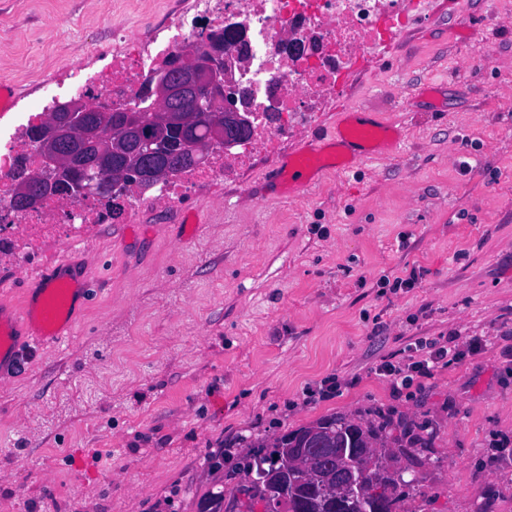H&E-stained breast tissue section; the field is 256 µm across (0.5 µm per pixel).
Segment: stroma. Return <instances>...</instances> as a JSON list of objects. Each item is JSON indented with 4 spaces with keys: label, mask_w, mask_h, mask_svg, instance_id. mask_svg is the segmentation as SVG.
<instances>
[{
    "label": "stroma",
    "mask_w": 512,
    "mask_h": 512,
    "mask_svg": "<svg viewBox=\"0 0 512 512\" xmlns=\"http://www.w3.org/2000/svg\"><path fill=\"white\" fill-rule=\"evenodd\" d=\"M190 5L0 0V85L19 96L0 128L38 111L54 69L111 54L113 29ZM346 111L395 133L308 192L270 182L287 154L258 156L133 224L118 198L70 246L94 271L73 335L0 371V512H219L258 440L332 414L393 424L406 512H512V0H428L304 139ZM451 338L462 359L431 377L378 371Z\"/></svg>",
    "instance_id": "1"
}]
</instances>
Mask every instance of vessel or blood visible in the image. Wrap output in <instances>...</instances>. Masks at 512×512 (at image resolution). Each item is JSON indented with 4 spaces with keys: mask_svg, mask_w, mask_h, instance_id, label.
<instances>
[{
    "mask_svg": "<svg viewBox=\"0 0 512 512\" xmlns=\"http://www.w3.org/2000/svg\"><path fill=\"white\" fill-rule=\"evenodd\" d=\"M385 129V123L377 119L351 114L343 127L337 128L333 143L346 159H367L377 153L379 134ZM321 155L318 140L300 146L288 169L290 190L310 187L316 170L314 160ZM61 265V271L41 273L37 287L25 289L21 303L0 301V367L26 365L43 346L71 336L90 276L88 268L74 258H64Z\"/></svg>",
    "mask_w": 512,
    "mask_h": 512,
    "instance_id": "obj_1",
    "label": "vessel or blood"
}]
</instances>
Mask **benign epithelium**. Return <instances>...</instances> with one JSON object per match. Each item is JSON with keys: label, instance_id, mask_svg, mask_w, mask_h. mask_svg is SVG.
<instances>
[{"label": "benign epithelium", "instance_id": "7a95c632", "mask_svg": "<svg viewBox=\"0 0 512 512\" xmlns=\"http://www.w3.org/2000/svg\"><path fill=\"white\" fill-rule=\"evenodd\" d=\"M237 26L224 28V44L214 43L207 53H199L192 48L180 54L173 65H161L151 78V95L154 100L149 111L158 113L165 121L183 126L195 121L199 112L216 111L219 97L216 90L224 87V67L219 65L222 49L235 45L232 36ZM89 105L84 100H71L59 105L44 120L45 128L41 139L35 142L40 155V168L32 181L16 191V201L24 207L36 196L59 198L63 202H73L90 194L113 195L134 187L153 186L168 177L170 170L187 161L200 162L208 158L207 143L200 142L189 155L175 153L162 168L153 163V157L163 149L158 132L142 130L138 135L137 159L129 166L112 171V176L103 177L97 170L76 167V178L63 185L54 177L62 167L70 164L68 145L74 128L82 129L83 137L95 141L109 155L122 153L126 143V129L118 118L109 120L108 126L87 121ZM253 115L240 111L235 104L224 103V115L216 118L211 125L210 135L224 142L231 149L243 146L240 131L252 125ZM366 455L364 448L350 449V460L344 466L336 467L330 478L336 488L347 494L360 492L361 474L357 461Z\"/></svg>", "mask_w": 512, "mask_h": 512}]
</instances>
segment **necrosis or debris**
I'll use <instances>...</instances> for the list:
<instances>
[{"label":"necrosis or debris","instance_id":"necrosis-or-debris-1","mask_svg":"<svg viewBox=\"0 0 512 512\" xmlns=\"http://www.w3.org/2000/svg\"><path fill=\"white\" fill-rule=\"evenodd\" d=\"M425 12V0H195L194 10L171 14L154 31L137 37L113 32L119 50L111 60L91 73L59 71L45 86L46 99L56 105L62 93L72 91L90 94L94 106L127 108L165 59L186 46L205 50L209 33L226 22L242 24L245 58L232 61L224 93L246 94L249 111L258 114L252 140L237 153L215 145L206 165L170 176L151 195L136 196L128 212L133 220L154 205H176L186 196L204 195L215 182L235 180L253 156L281 153L299 126L335 99L376 49ZM23 156L36 164L21 135L0 143V222L16 228L15 236L0 237V258L31 266L52 249L85 241L97 225L111 223L107 200L97 197L69 205L49 199L35 209L14 211L12 174Z\"/></svg>","mask_w":512,"mask_h":512}]
</instances>
